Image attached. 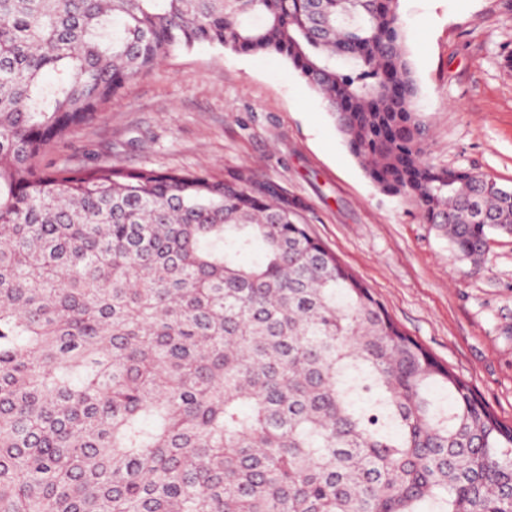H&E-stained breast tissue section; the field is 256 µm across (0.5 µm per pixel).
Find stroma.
Listing matches in <instances>:
<instances>
[{
	"instance_id": "1",
	"label": "stroma",
	"mask_w": 512,
	"mask_h": 512,
	"mask_svg": "<svg viewBox=\"0 0 512 512\" xmlns=\"http://www.w3.org/2000/svg\"><path fill=\"white\" fill-rule=\"evenodd\" d=\"M400 12L429 157L512 188V0H400ZM85 157L218 179L249 169L288 196L408 336L512 424V235H490L481 266L455 257L413 202L370 181L281 56L208 44L172 55L48 146L44 162Z\"/></svg>"
}]
</instances>
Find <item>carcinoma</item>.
Wrapping results in <instances>:
<instances>
[{
  "instance_id": "cac0c4a2",
  "label": "carcinoma",
  "mask_w": 512,
  "mask_h": 512,
  "mask_svg": "<svg viewBox=\"0 0 512 512\" xmlns=\"http://www.w3.org/2000/svg\"><path fill=\"white\" fill-rule=\"evenodd\" d=\"M200 43L282 56L456 257L512 234V189L426 157L399 0H0V512H512V425L288 198L43 165Z\"/></svg>"
}]
</instances>
